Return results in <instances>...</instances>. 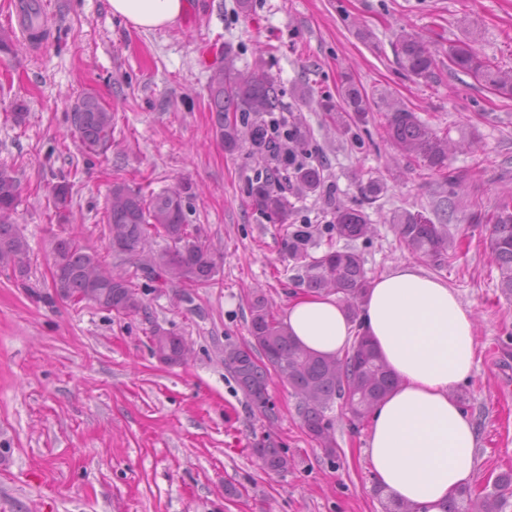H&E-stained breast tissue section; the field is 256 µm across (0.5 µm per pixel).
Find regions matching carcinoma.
Returning a JSON list of instances; mask_svg holds the SVG:
<instances>
[{"mask_svg":"<svg viewBox=\"0 0 512 512\" xmlns=\"http://www.w3.org/2000/svg\"><path fill=\"white\" fill-rule=\"evenodd\" d=\"M394 54L401 67L419 79L432 76L435 57L422 38L404 29L395 35ZM448 69L459 70L512 96V73L494 68L468 42L448 48ZM342 102L358 119L368 111L363 96L353 86L344 88ZM208 106L212 130L224 149L235 152L244 146L264 158V169L251 182L249 194L268 218L284 223L288 215V194L316 190L323 176L319 167L305 162L307 135L296 124L286 126L273 119L283 111L280 88L258 71H241L234 59L224 57L222 78L209 85ZM73 132L85 152L99 155L112 145L113 116L100 98L86 92L77 99L70 116ZM387 134L394 146L421 161L433 171L448 169V136H441L414 112L399 107L387 118ZM191 187L145 196L123 182L112 184L104 210L109 245L112 251L128 258L141 256L152 237L168 242L158 264L140 268L141 274L161 284L179 282L207 286L218 273V260L202 240L200 229L190 228L187 203ZM56 215L64 219L72 201V185L63 180L52 187ZM21 188L13 168L0 167V269H9L24 277L31 264L30 249L14 215ZM492 225V251L501 292L512 297V197L500 199L487 217ZM396 234L421 257L443 261L453 242L441 224L417 213H404L394 221ZM335 228L339 236L358 239L371 229L361 209L340 208ZM308 232L294 231L288 238V256L303 263V284L310 292L336 295L356 315L369 287L362 257L352 250L328 251L319 257L307 252ZM53 283L63 299L87 300L109 312L129 315L143 308L133 279L120 274L103 273L99 254L76 237L67 238L53 253ZM247 346H224V366L247 397L251 410L268 414L273 403L268 391L271 375L287 381L299 399L298 414L310 438L328 456L336 457V436L329 412L341 402L351 421L361 423L370 410L397 384L387 364L370 340L354 336L343 357H325L298 345L286 325L277 319L267 298L256 294L250 301ZM154 354H162L170 364H179L185 356V341L157 326L151 332ZM265 469L285 475L291 460L271 436L255 442ZM512 487V475L505 474L495 483V491L481 499V512H501L504 491Z\"/></svg>","mask_w":512,"mask_h":512,"instance_id":"carcinoma-1","label":"carcinoma"}]
</instances>
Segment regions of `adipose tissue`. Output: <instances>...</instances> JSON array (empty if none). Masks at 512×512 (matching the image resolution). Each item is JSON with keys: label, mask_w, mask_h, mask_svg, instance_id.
Wrapping results in <instances>:
<instances>
[{"label": "adipose tissue", "mask_w": 512, "mask_h": 512, "mask_svg": "<svg viewBox=\"0 0 512 512\" xmlns=\"http://www.w3.org/2000/svg\"><path fill=\"white\" fill-rule=\"evenodd\" d=\"M138 31L176 24L186 0H108ZM283 321L304 348L341 356L364 333L398 379L370 413L363 453L375 484L415 512H452L476 476L477 431L455 391L470 376L476 324L443 280L402 263L371 285L358 320L333 295L294 298Z\"/></svg>", "instance_id": "adipose-tissue-1"}]
</instances>
